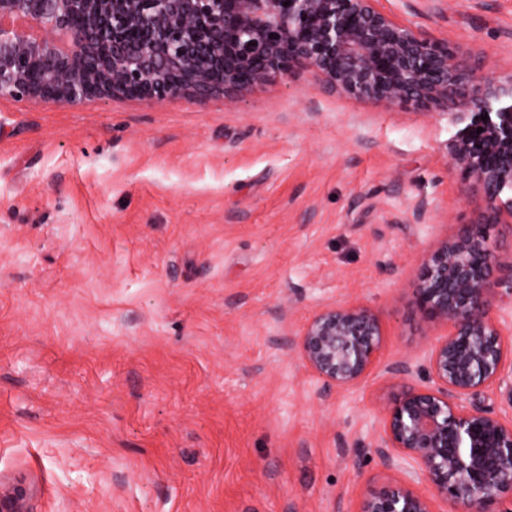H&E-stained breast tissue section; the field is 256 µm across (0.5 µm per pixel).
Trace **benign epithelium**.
I'll use <instances>...</instances> for the list:
<instances>
[{
	"instance_id": "obj_1",
	"label": "benign epithelium",
	"mask_w": 512,
	"mask_h": 512,
	"mask_svg": "<svg viewBox=\"0 0 512 512\" xmlns=\"http://www.w3.org/2000/svg\"><path fill=\"white\" fill-rule=\"evenodd\" d=\"M374 2L0 0V98L59 106L232 100L272 73L312 69L357 97L471 111L449 147L452 166L491 200L512 192V103L501 104L512 98V79L503 84ZM496 263L478 229L427 254L414 302L447 333L431 350L429 386L409 390L384 414L379 446L386 466L421 477L426 491L396 483L367 496L361 512H436L437 499L458 512H512L491 509L512 491V424L464 405L505 370L491 317ZM382 336L371 310L338 303L308 320L298 355L325 385L348 389L373 368ZM25 497L19 485L0 491V512H24Z\"/></svg>"
}]
</instances>
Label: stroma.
<instances>
[{"instance_id": "stroma-1", "label": "stroma", "mask_w": 512, "mask_h": 512, "mask_svg": "<svg viewBox=\"0 0 512 512\" xmlns=\"http://www.w3.org/2000/svg\"><path fill=\"white\" fill-rule=\"evenodd\" d=\"M376 5L512 78V0ZM465 125L306 69L234 101L0 98V483L27 512H360L445 332L414 302L434 242L484 229L512 331V219L453 170ZM340 302L384 332L346 390L297 351Z\"/></svg>"}]
</instances>
